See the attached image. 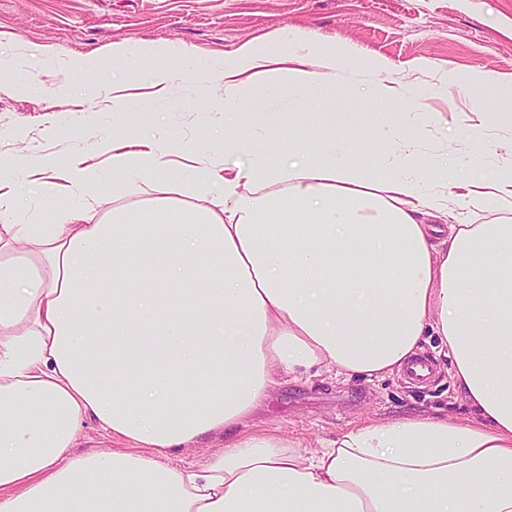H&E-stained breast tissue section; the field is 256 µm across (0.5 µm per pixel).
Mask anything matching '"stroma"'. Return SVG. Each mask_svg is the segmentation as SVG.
<instances>
[{
    "label": "stroma",
    "mask_w": 512,
    "mask_h": 512,
    "mask_svg": "<svg viewBox=\"0 0 512 512\" xmlns=\"http://www.w3.org/2000/svg\"><path fill=\"white\" fill-rule=\"evenodd\" d=\"M288 26L326 42L354 46L360 68L372 57L388 58L394 77L413 90L397 106L398 127L412 129L420 112L437 118L424 129L426 151L459 153L471 161L469 175L478 181L492 180L512 164V126L499 117L505 109L501 89L487 91L490 106L481 114L470 112L466 91L477 69L512 75V0H0V35H13L19 47L45 46L58 56L56 62L39 67L40 88L34 92L22 86L19 68L0 67V82L15 87L12 94H0V179H13L24 157L82 151L90 170L89 220H107L112 209V163L95 154L94 141L101 131L127 129L140 111L164 110L170 119L163 132L178 146L172 170L158 174L152 189L123 201L132 210L146 206L159 189L185 175L197 152L223 159L212 125L211 109L218 101L207 85V70L176 55L169 63L176 69L189 68L190 83L170 104L149 100L147 82L133 78L124 64L113 60V47L139 41L185 46L197 55L221 58L242 42H266L268 35ZM72 56L97 63V74L67 72L65 61ZM420 59L430 60L431 69H416L414 63ZM442 73L451 76L447 88L434 96L423 94V87ZM114 79L133 84L129 111H76V102L92 103L98 84ZM321 110L336 113L335 124L318 121ZM380 110L361 92L353 102L309 105L305 113L316 137H348L362 145L368 140V127L355 122L353 113ZM476 122L483 123L491 141L497 142L496 152L480 153L467 145L465 127ZM51 178L47 171L19 184V221L68 207L66 197L43 193L41 181ZM423 354L434 365L433 378L425 385L410 384L398 373L349 381L327 373L281 377L256 423L314 451L340 432L373 420L470 417L437 337H428Z\"/></svg>",
    "instance_id": "stroma-1"
}]
</instances>
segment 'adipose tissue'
Returning a JSON list of instances; mask_svg holds the SVG:
<instances>
[{"label":"adipose tissue","instance_id":"adipose-tissue-1","mask_svg":"<svg viewBox=\"0 0 512 512\" xmlns=\"http://www.w3.org/2000/svg\"><path fill=\"white\" fill-rule=\"evenodd\" d=\"M275 42L209 67L224 86V154L246 161L197 158L206 203L122 206L172 165L151 121L97 141L112 160L106 222L80 210L83 154L27 161L53 171L46 194L72 201L37 224L17 222L16 189L0 181V512H512V224L448 221L452 204L511 210L512 174L466 180L386 121L369 122L365 164L306 148L297 113L245 117L238 95L274 96L276 74L307 99H350L370 74L387 104L407 93L386 57L359 69L351 46L294 27ZM172 53L112 51L158 101L183 81ZM273 122L297 160L272 163L252 139ZM429 334L473 419L372 423L310 454L252 427L281 375L381 377ZM89 418L135 450L76 453ZM218 432L220 453L168 465Z\"/></svg>","mask_w":512,"mask_h":512}]
</instances>
